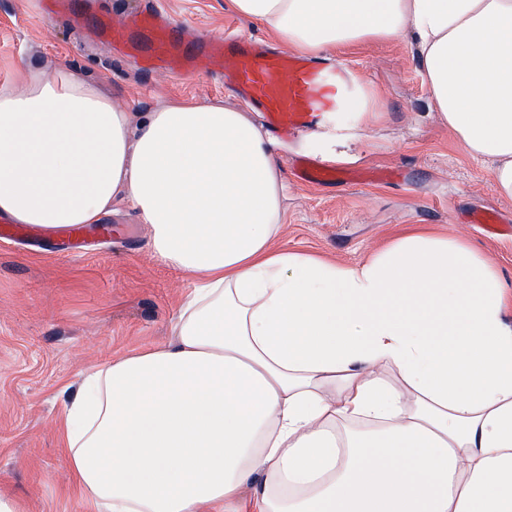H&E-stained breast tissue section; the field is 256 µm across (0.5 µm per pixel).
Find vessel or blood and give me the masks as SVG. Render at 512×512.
<instances>
[{
  "label": "vessel or blood",
  "mask_w": 512,
  "mask_h": 512,
  "mask_svg": "<svg viewBox=\"0 0 512 512\" xmlns=\"http://www.w3.org/2000/svg\"><path fill=\"white\" fill-rule=\"evenodd\" d=\"M85 0H48V15L84 26ZM99 40L133 62L142 72L158 71L194 77L214 73L255 111L267 128L293 136L319 128L344 111L355 90L350 71L338 64L313 60L288 51L268 49L262 42L228 34L186 39L181 28L159 8L142 0L141 10L123 26L99 15L94 28ZM302 180L335 182L338 171L304 158L298 164Z\"/></svg>",
  "instance_id": "obj_1"
}]
</instances>
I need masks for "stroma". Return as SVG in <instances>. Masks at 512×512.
Segmentation results:
<instances>
[{
    "instance_id": "35a3bbf8",
    "label": "stroma",
    "mask_w": 512,
    "mask_h": 512,
    "mask_svg": "<svg viewBox=\"0 0 512 512\" xmlns=\"http://www.w3.org/2000/svg\"><path fill=\"white\" fill-rule=\"evenodd\" d=\"M159 2L190 35L232 29L275 41L266 28L229 13L225 0ZM336 59L352 67L357 99L321 133L272 141L286 185L276 247L355 265L399 234L429 229L469 242L512 283V236L466 221L473 210L490 208L512 222V199L499 196L488 167L462 152L431 109L409 35ZM43 63L80 67L129 112L177 98L242 105L217 76L145 75L66 23L43 18L34 0H0V86L26 65ZM300 156L334 162L359 178L304 181L290 166ZM107 221L122 235L87 254L64 253L50 234L0 238V495L24 512H98L68 468L61 392H76L93 367L168 342L171 321L196 284L155 254L149 225L130 206H115Z\"/></svg>"
}]
</instances>
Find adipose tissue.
<instances>
[{
    "mask_svg": "<svg viewBox=\"0 0 512 512\" xmlns=\"http://www.w3.org/2000/svg\"><path fill=\"white\" fill-rule=\"evenodd\" d=\"M299 54L403 32L432 105L512 198V0H225ZM281 167L247 112L134 114L79 68L0 87V214L126 202L197 276L164 347L88 371L61 418L101 512H512V289L415 231L346 266L275 247Z\"/></svg>",
    "mask_w": 512,
    "mask_h": 512,
    "instance_id": "ef3b65f1",
    "label": "adipose tissue"
}]
</instances>
